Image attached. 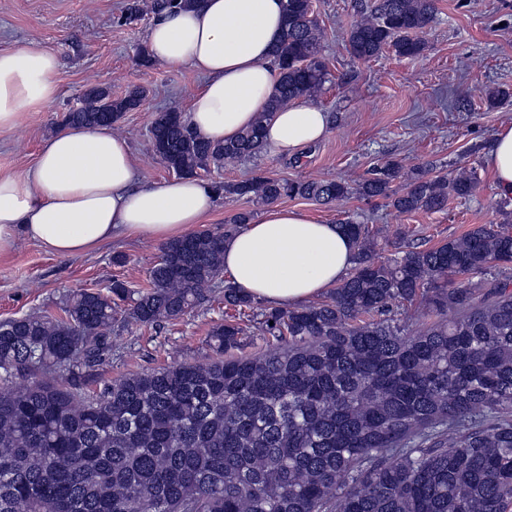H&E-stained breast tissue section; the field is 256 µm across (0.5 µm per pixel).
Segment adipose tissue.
Segmentation results:
<instances>
[{"label": "adipose tissue", "mask_w": 512, "mask_h": 512, "mask_svg": "<svg viewBox=\"0 0 512 512\" xmlns=\"http://www.w3.org/2000/svg\"><path fill=\"white\" fill-rule=\"evenodd\" d=\"M282 27V0H202L155 18L146 36L155 59L204 79L186 111L197 134L230 141L268 112ZM57 69L54 53L39 44L0 49V132L55 101ZM269 114L267 148L276 156H294L328 131L326 112L310 104ZM487 164L499 193L512 195V125L496 132ZM213 200L194 177L139 185L126 137L106 125L72 127L44 139L28 169L0 171V250L22 237L74 257L121 235L171 239L201 223ZM354 253L340 225L272 207L225 241L224 269L253 299L300 305L334 287Z\"/></svg>", "instance_id": "ef3b65f1"}]
</instances>
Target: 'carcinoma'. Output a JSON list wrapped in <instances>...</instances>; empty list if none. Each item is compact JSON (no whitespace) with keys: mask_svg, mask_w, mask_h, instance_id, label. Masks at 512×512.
<instances>
[{"mask_svg":"<svg viewBox=\"0 0 512 512\" xmlns=\"http://www.w3.org/2000/svg\"><path fill=\"white\" fill-rule=\"evenodd\" d=\"M436 14V0H374L346 48L358 60L387 49L418 57L414 34ZM321 40L312 0H284L268 111L224 144L160 111L157 157L197 177L261 154L270 114L325 83ZM145 97L140 87L116 98L91 87L63 123L112 126ZM477 182L474 168L432 176L386 160L354 187L257 176L215 190L257 203L357 194L411 213L440 212ZM247 221L239 214L165 242L125 320L156 326L201 305L224 270V239ZM342 228L354 268L326 300L257 313L253 298L224 285L237 315L212 327L221 357L208 363L129 374L93 392L59 382L62 369L79 379L110 359L118 302L130 296L118 279L108 294H71L59 316L0 322V512H512V225H477L387 262L374 257L366 225ZM493 265L491 279L455 281ZM415 302L416 327L398 317ZM247 310L266 342L260 353L244 352Z\"/></svg>","mask_w":512,"mask_h":512,"instance_id":"1","label":"carcinoma"}]
</instances>
